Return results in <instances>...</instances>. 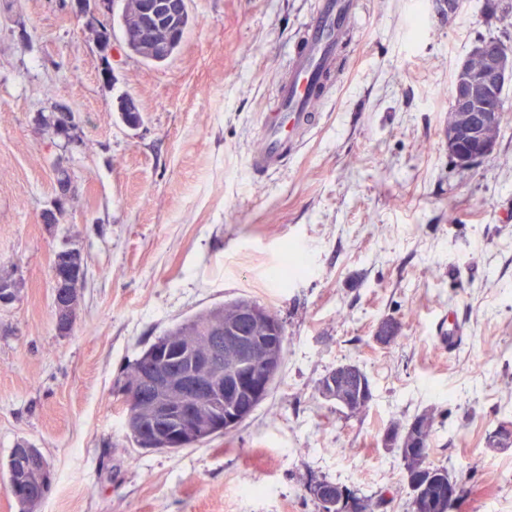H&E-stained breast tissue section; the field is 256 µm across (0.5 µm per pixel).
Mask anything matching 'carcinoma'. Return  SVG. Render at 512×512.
Segmentation results:
<instances>
[{
	"label": "carcinoma",
	"mask_w": 512,
	"mask_h": 512,
	"mask_svg": "<svg viewBox=\"0 0 512 512\" xmlns=\"http://www.w3.org/2000/svg\"><path fill=\"white\" fill-rule=\"evenodd\" d=\"M254 305L276 324H282L278 315L270 308L248 298H237L224 303L215 304L166 330L162 337L178 339L188 335L197 324H205L219 319V314L227 306ZM156 349V343L144 348L133 363L129 364L121 389L130 386L139 374L150 368L149 355ZM339 388H355V396L351 398L354 413L363 412L373 399L371 382L358 366L339 364L324 375L317 384V392L332 391V386ZM413 421L424 422L421 436L406 433V426L396 425L387 431L386 442L397 449L401 459L407 488L409 490V512H455L454 504L439 508L441 489L449 483L458 486V498L464 496V486L459 482L454 467L435 465L430 461V445L436 431L435 417L431 413H423ZM15 447H26L31 452L22 457L10 452L6 463L8 487L20 506V512H33V509L45 498L51 487V475L41 474L38 461L43 458L41 451L27 441L21 440Z\"/></svg>",
	"instance_id": "obj_1"
}]
</instances>
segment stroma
Segmentation results:
<instances>
[{
  "instance_id": "stroma-1",
  "label": "stroma",
  "mask_w": 512,
  "mask_h": 512,
  "mask_svg": "<svg viewBox=\"0 0 512 512\" xmlns=\"http://www.w3.org/2000/svg\"><path fill=\"white\" fill-rule=\"evenodd\" d=\"M112 55L70 0H0V464L39 448L52 485L35 512H321L311 481L407 512L386 431L436 416L430 459L453 462L460 512H512V85L493 152L461 170L442 127L455 67L477 41L512 42V0H463L433 26L416 0H360L321 117L279 171L249 167L261 113L318 0H188L178 52L155 66ZM142 123L123 124L122 95ZM69 135L43 124L56 106ZM76 186L58 223L57 171ZM80 250L79 318L59 331L51 261ZM245 297L284 323L271 392L236 430L171 454L133 447L117 392L128 365L184 317ZM464 323L448 349L440 328ZM399 326L377 344L382 320ZM357 363L359 414L318 381ZM257 493H249V486Z\"/></svg>"
}]
</instances>
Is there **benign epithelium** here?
<instances>
[{"mask_svg":"<svg viewBox=\"0 0 512 512\" xmlns=\"http://www.w3.org/2000/svg\"><path fill=\"white\" fill-rule=\"evenodd\" d=\"M72 10L102 26L100 12H110L112 0H71ZM188 10L187 0H139V25L133 31L138 41H151L155 26L171 24ZM470 54H479L483 66L470 68L461 60L455 72L452 108L444 141L448 155L463 169L470 168L494 150L495 132L504 117L506 85L512 83V47L476 43ZM86 273L84 256L62 255L52 264L53 307L57 319L70 327L76 320L74 306L62 288ZM244 322L255 325L256 334L240 331ZM202 346L169 342L160 345L156 366L125 390L130 426L155 448H175L184 436L202 428L219 432L235 426L252 404L267 393L279 364V329L253 306L224 311V318L199 328ZM171 356L186 358L184 369L167 368ZM312 495L322 512H351V494L330 491L311 483Z\"/></svg>","mask_w":512,"mask_h":512,"instance_id":"obj_1","label":"benign epithelium"}]
</instances>
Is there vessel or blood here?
I'll return each instance as SVG.
<instances>
[{"label": "vessel or blood", "instance_id": "vessel-or-blood-1", "mask_svg": "<svg viewBox=\"0 0 512 512\" xmlns=\"http://www.w3.org/2000/svg\"><path fill=\"white\" fill-rule=\"evenodd\" d=\"M352 11L353 0H320L288 60L275 108L261 115L249 159L253 171L283 167L317 124L318 104L333 86Z\"/></svg>", "mask_w": 512, "mask_h": 512}]
</instances>
